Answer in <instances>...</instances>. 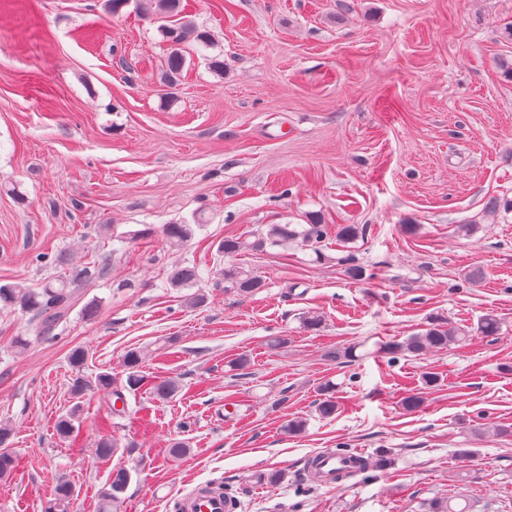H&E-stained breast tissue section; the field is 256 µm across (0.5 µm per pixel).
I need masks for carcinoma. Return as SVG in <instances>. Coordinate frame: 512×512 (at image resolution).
Returning a JSON list of instances; mask_svg holds the SVG:
<instances>
[{
	"label": "carcinoma",
	"mask_w": 512,
	"mask_h": 512,
	"mask_svg": "<svg viewBox=\"0 0 512 512\" xmlns=\"http://www.w3.org/2000/svg\"><path fill=\"white\" fill-rule=\"evenodd\" d=\"M139 9L146 17L165 15L177 17L179 22L173 26L162 29L163 36L168 42L163 79L166 85L174 87L183 75L187 59L184 54L185 45L195 43L202 48L212 46V38L208 31L198 27L188 15L185 14V5L182 0H139ZM309 224L297 228L294 224H269L264 229L252 233V238L242 236H226L218 243V252L226 258H233L244 251H263L268 247H286L288 243L298 239L312 248L315 254H322V247L331 233H336V240L341 243L353 242L365 235L366 228L360 224H338L332 226L326 223L323 216L312 214L308 218ZM152 235L161 236L169 247L180 250L187 245L192 236V227L189 224H161L155 226L148 224L144 229L134 234L136 238ZM107 268V263L97 260L85 266H77L61 279H51L33 287L23 281L0 285V308H20L30 315L29 332L38 339L54 337V331L65 323L71 311L81 306V313L85 317H93L98 312L99 301L92 299L81 303L83 293L81 285L101 278ZM224 275V288L240 297L246 298L264 287L263 280L251 271L240 266L229 265L222 271ZM201 280L199 267L184 262L175 264L167 278L171 288H193ZM500 321L492 315L482 316L474 331L461 329L450 324L446 319L435 316L425 330L419 334L406 337L402 341H392L385 345V351L392 358L407 353L419 355L427 350H442L450 345H464L472 333L483 336H493L499 332ZM145 353L138 348L129 349L123 359L126 373L125 386L130 389L140 388L146 381L141 374ZM91 387L103 388L115 397V401H124L123 390L115 386V378L110 373H100L94 380L78 377L73 380L72 390L81 394ZM177 382L172 378H163L153 381L151 391L159 400H165L177 391ZM324 398L318 404V411L323 417H330L336 413L338 402L336 389L331 384L321 388ZM76 412L60 417L56 423V432L59 437L75 444L78 438ZM13 429L9 420H0V479H9L16 471L18 460L11 449ZM129 474L124 469H118L113 474L108 486L100 494L98 512H119L123 503V494L127 488ZM74 496L73 485L67 481H60L55 488L53 498L47 503L44 512H69L70 503Z\"/></svg>",
	"instance_id": "carcinoma-1"
}]
</instances>
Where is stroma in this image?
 <instances>
[{
    "label": "stroma",
    "instance_id": "obj_1",
    "mask_svg": "<svg viewBox=\"0 0 512 512\" xmlns=\"http://www.w3.org/2000/svg\"><path fill=\"white\" fill-rule=\"evenodd\" d=\"M187 2L213 44L186 45L167 103L160 20L103 0H0V284L111 258L87 293L97 317L73 311L23 355L9 341L28 314L0 310V419L20 462L0 481V512H44L62 479L70 512H97L119 468L123 512H174L213 482L241 512H425L454 493L473 512H512V214L485 211L512 198V0ZM217 54L220 77L207 62ZM201 210L210 221L183 250L133 236ZM314 213L366 235L328 240L321 261L298 242L244 252L230 262L265 286L225 292L224 236ZM460 224L475 230L459 236ZM185 258L202 269L198 307L165 285ZM311 311L320 330L302 325ZM489 312L498 335L383 351L430 316L467 329ZM349 345L355 361L326 360ZM75 347L87 352L79 370ZM134 347L148 351V377L176 379L173 398L129 391L113 415L107 392L74 394L80 373L123 378ZM241 356L247 367L233 369ZM427 372L438 381L423 406L403 409ZM327 383L339 408L323 418ZM74 408L79 452L55 432ZM107 416L118 448L103 459ZM295 419L304 429L287 432ZM173 439L187 457L166 458ZM326 448L363 451L370 466L321 485L305 459Z\"/></svg>",
    "mask_w": 512,
    "mask_h": 512
}]
</instances>
